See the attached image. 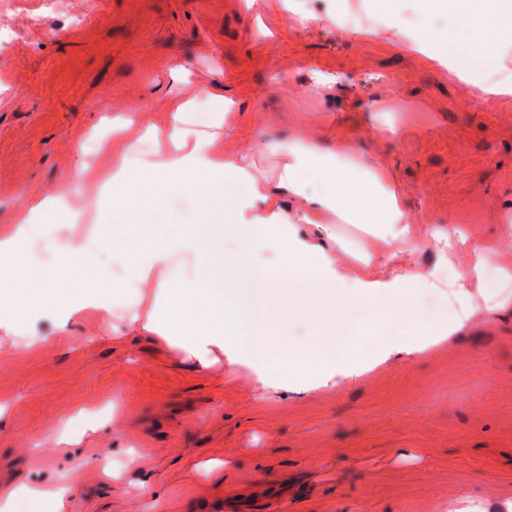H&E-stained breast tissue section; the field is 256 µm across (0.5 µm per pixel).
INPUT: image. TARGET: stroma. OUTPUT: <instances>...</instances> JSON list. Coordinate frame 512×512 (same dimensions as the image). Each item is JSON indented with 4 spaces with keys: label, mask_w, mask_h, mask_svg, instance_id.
<instances>
[{
    "label": "stroma",
    "mask_w": 512,
    "mask_h": 512,
    "mask_svg": "<svg viewBox=\"0 0 512 512\" xmlns=\"http://www.w3.org/2000/svg\"><path fill=\"white\" fill-rule=\"evenodd\" d=\"M0 29L12 35L0 44V236L38 223L32 203L62 187L85 215L44 227L33 276L52 272L75 231L92 245L72 255L65 286L96 275L111 287L123 274L118 225L190 222L200 202L178 195L137 216L102 208L112 156L88 143L118 117L138 137L178 97L194 101L192 130L233 98L261 171L263 145L299 129L342 133L392 165L415 223L492 245L489 287L512 274L500 236L512 219V103L469 98L390 33L354 43L243 0H0ZM313 71L324 88H309ZM394 121L404 139L383 134ZM468 261L428 241L411 256L443 282ZM213 357L202 367L156 335L130 337L121 302L65 324L48 313L0 323V492L64 486L68 512H448L469 498L512 512L511 311L479 309L429 354L303 395Z\"/></svg>",
    "instance_id": "35a3bbf8"
}]
</instances>
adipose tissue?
Masks as SVG:
<instances>
[{"label": "adipose tissue", "mask_w": 512, "mask_h": 512, "mask_svg": "<svg viewBox=\"0 0 512 512\" xmlns=\"http://www.w3.org/2000/svg\"><path fill=\"white\" fill-rule=\"evenodd\" d=\"M423 16H464L470 24L500 35L512 30V0H415ZM391 0H377L370 12L341 10L336 15L345 35L357 42L394 30L403 54L424 67L447 73L477 97L512 101V42L503 40L493 62L479 74L461 70L438 52L420 24L389 25ZM191 100L176 99L158 125L147 127L149 154L121 135L112 138V172L107 195L113 206L140 209L144 199L177 192L195 194L207 181L215 200L207 223L191 224L178 234L155 232L139 238L124 254V277L102 290L93 281L80 291H61L71 253L83 250L74 236L57 249V276L19 291L26 276L25 257L35 241V227L18 225L0 238V308L34 315L48 311L69 320L86 310L109 311L113 299L132 294L129 328L177 341L187 358L207 365L212 348L224 349L230 364L250 369L260 387L280 386L303 392L360 377L364 341L353 340L344 311L352 304L371 309L382 332L376 360L416 356L442 343L465 326L480 302L487 300L484 244L455 229L435 225L420 232L402 202L399 178L384 160L354 150L343 134L331 147L295 134L267 146L274 163L258 173L246 162L231 135L237 128V105L225 99L215 122L226 135L216 151L213 132L188 136L183 128ZM297 198L295 210L282 205ZM355 225L389 251L385 264L366 257L350 270L344 245L331 231L333 223ZM442 254L469 251L472 259L447 285L449 315L424 323L409 303L416 284L436 287L433 273L412 269L407 261L423 240ZM232 248H225V241ZM276 248L279 260L269 265L258 257ZM304 322L307 334L290 336V322Z\"/></svg>", "instance_id": "ef3b65f1"}]
</instances>
